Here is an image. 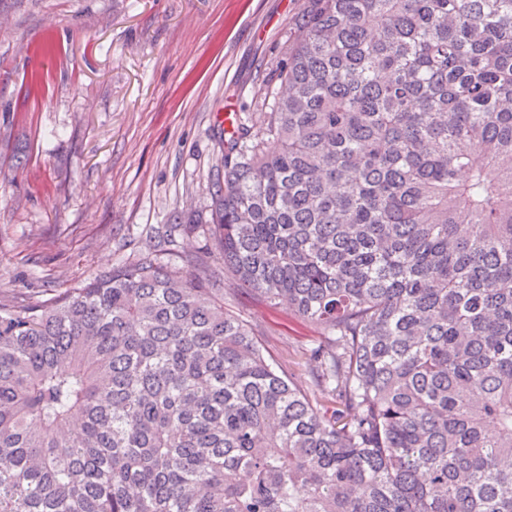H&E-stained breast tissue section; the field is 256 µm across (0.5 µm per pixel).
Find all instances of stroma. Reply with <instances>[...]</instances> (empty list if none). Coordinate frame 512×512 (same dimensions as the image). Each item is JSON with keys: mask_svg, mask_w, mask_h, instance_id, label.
<instances>
[{"mask_svg": "<svg viewBox=\"0 0 512 512\" xmlns=\"http://www.w3.org/2000/svg\"><path fill=\"white\" fill-rule=\"evenodd\" d=\"M305 0H0V301H46L205 214L237 120ZM226 307L310 388L324 330L229 282Z\"/></svg>", "mask_w": 512, "mask_h": 512, "instance_id": "stroma-1", "label": "stroma"}]
</instances>
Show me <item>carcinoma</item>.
I'll list each match as a JSON object with an SVG mask.
<instances>
[{"instance_id":"carcinoma-1","label":"carcinoma","mask_w":512,"mask_h":512,"mask_svg":"<svg viewBox=\"0 0 512 512\" xmlns=\"http://www.w3.org/2000/svg\"><path fill=\"white\" fill-rule=\"evenodd\" d=\"M270 81L208 223L0 303V512H512V0H306ZM225 278L228 290L224 306L255 327L267 355L282 363L295 382L312 393L308 358L310 351L324 341L325 331L300 318L288 305L271 306L238 286L229 274Z\"/></svg>"}]
</instances>
